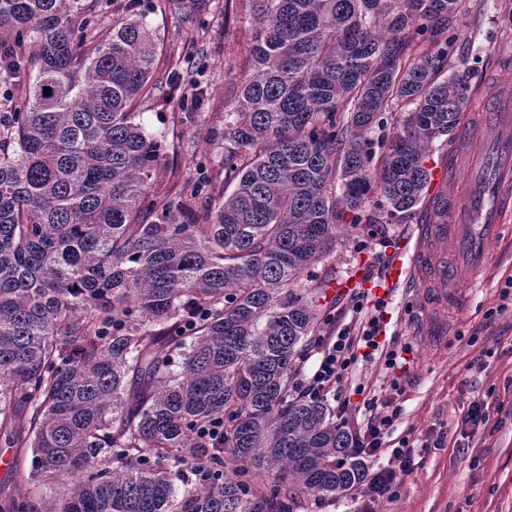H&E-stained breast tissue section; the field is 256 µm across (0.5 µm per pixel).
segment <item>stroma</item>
<instances>
[{
	"label": "stroma",
	"mask_w": 512,
	"mask_h": 512,
	"mask_svg": "<svg viewBox=\"0 0 512 512\" xmlns=\"http://www.w3.org/2000/svg\"><path fill=\"white\" fill-rule=\"evenodd\" d=\"M142 9L159 40V83L136 106V120L161 143L162 169L184 178L198 162L217 164L220 145L209 142V128L223 127L224 101L240 71L251 26L244 20L240 0H214L205 23L186 10L163 9L160 0H143ZM458 38L450 54V69L464 73L469 86H481L483 95L512 93V64L501 49L512 47V0H459ZM202 58L200 76L204 89L197 112L177 104L180 95L168 72L180 69L184 59ZM193 140V149L182 143ZM380 193H371L366 214L380 215L383 232L374 225L359 224L339 231L333 249L303 276L300 285L316 291L320 320L317 335L345 320L349 291L341 283L354 281L366 288L377 281L395 257L416 216L392 217ZM512 275V232L492 247L487 267L476 287L466 290L460 307L448 311V335L429 343L421 330L422 312L411 289L384 293L386 339L412 346L403 367L385 369L382 361L358 362L341 382L339 396L350 403L342 416L348 432H356L367 419L362 401L377 403L395 398L401 414L392 440L409 438L418 469L396 494L379 501L374 512H512V311L486 323L487 310L500 303V291ZM486 354V366L477 370L470 362ZM403 392L394 394L391 380ZM364 385V395L354 388ZM485 400L490 419L484 430L471 436L467 450L455 444L460 434L457 421L474 400ZM442 447H435L436 438Z\"/></svg>",
	"instance_id": "obj_1"
}]
</instances>
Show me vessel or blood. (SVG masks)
I'll return each instance as SVG.
<instances>
[{"label":"vessel or blood","mask_w":512,"mask_h":512,"mask_svg":"<svg viewBox=\"0 0 512 512\" xmlns=\"http://www.w3.org/2000/svg\"><path fill=\"white\" fill-rule=\"evenodd\" d=\"M478 140L487 153L475 158L469 193L458 197L446 192V168L436 167L428 216L405 237L383 274L386 286L419 294L426 316L423 333L429 338L447 335L444 310L457 303L461 285L485 268L491 245L512 217L511 95L487 102L474 121L459 127L454 167L466 166V146Z\"/></svg>","instance_id":"b4317fda"}]
</instances>
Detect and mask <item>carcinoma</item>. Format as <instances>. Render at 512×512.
<instances>
[{
	"label": "carcinoma",
	"mask_w": 512,
	"mask_h": 512,
	"mask_svg": "<svg viewBox=\"0 0 512 512\" xmlns=\"http://www.w3.org/2000/svg\"><path fill=\"white\" fill-rule=\"evenodd\" d=\"M243 2L248 75L207 132L220 168L164 188L135 122L158 56L140 0L102 39L106 3L0 0V443L32 451L0 512H39L23 481L64 488L45 512H291L365 481L328 406L293 391L319 321L294 285L372 187L396 214L424 200L425 154L469 91L448 75L458 0ZM200 66L170 75L187 110ZM397 103L376 158L369 133ZM218 417L212 485L177 496ZM403 115V109L401 110L400 107H395L392 112H385L383 127L379 130L376 129V132L372 133L370 136V138L375 142L374 150L376 154L380 151L376 144L378 134L383 137L384 141L389 142L396 134Z\"/></svg>",
	"instance_id": "1"
}]
</instances>
